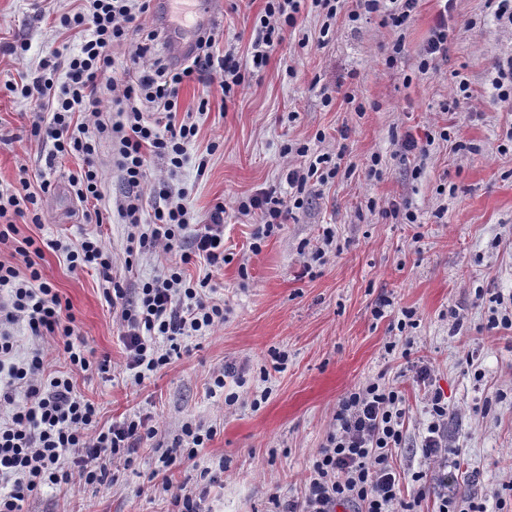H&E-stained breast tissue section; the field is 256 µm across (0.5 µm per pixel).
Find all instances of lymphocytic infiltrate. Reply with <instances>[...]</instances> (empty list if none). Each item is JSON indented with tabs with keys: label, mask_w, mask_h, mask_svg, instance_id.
Instances as JSON below:
<instances>
[{
	"label": "lymphocytic infiltrate",
	"mask_w": 512,
	"mask_h": 512,
	"mask_svg": "<svg viewBox=\"0 0 512 512\" xmlns=\"http://www.w3.org/2000/svg\"><path fill=\"white\" fill-rule=\"evenodd\" d=\"M346 0H266L253 23L251 54L254 68L265 67L290 29L296 28L302 10L314 8L323 17L321 37H328L338 13L349 21L364 15L380 16L383 26L398 31L388 46L387 64H394L406 48L401 31L413 21L419 0H356L346 10ZM455 0H444L430 34L416 51L417 70H438L448 58L452 31L448 16ZM148 0H85L83 7L62 16L60 25L82 34L78 53L61 56L52 51L41 63L43 73L32 82L8 84L42 112L51 113L46 133L53 151L60 156L79 155L83 166L71 185L80 201L101 200L103 182L96 160L101 141L113 142L114 164L127 190L117 212L129 228L127 240L139 251L158 250L178 257L167 277L144 282L136 297L112 275V253L102 235H87L62 252L71 270H94L104 281V298L118 315L125 350V367L135 383L170 364L179 356L181 341L193 332H211L224 323V307L211 295L207 281L193 284L182 275L183 265L204 258L210 266H223L224 206L216 204L210 222L192 237L184 232L190 222L187 206L173 196L171 186L156 185L160 204L152 224L142 225L143 197L139 191L147 176L150 157L165 158L170 169L183 165L186 148L197 134L189 120H177L179 92L184 83L200 79L209 69L220 71L223 98H233L246 87L245 74L232 53L215 59L213 48L221 32H206L194 56L173 65L155 61L144 67L142 60L158 30H145L140 18L148 12ZM125 45L127 61L122 69L112 64V49ZM63 70V82L47 77V70ZM111 95L115 118L104 117L103 95ZM93 116V124L76 122V114ZM341 166L331 155L317 156L307 168L287 174L293 189L292 205H285L274 192L265 191L239 202L237 210L257 218L254 239L268 237L286 223L293 209L304 206L311 182L326 183ZM37 202L27 179L6 196H0V244H12L22 260L15 266L0 262V512H23V505L42 488H65L73 483L94 487L117 481L122 468L132 463L138 447L151 444L158 429L148 418L135 416L99 423L94 402L77 393L72 377L53 375L43 344L53 340L56 349L73 370L100 373L110 369L109 359H96L81 337L68 301L46 277L41 260L43 248L32 237H18L16 219L24 217L26 205ZM23 325L33 342L25 357H18L10 332ZM427 411L431 420L423 440L426 460L447 468L451 450L445 438L448 399L438 389L428 390ZM407 408L401 392L393 386L370 382L347 392L339 401L334 428L326 436L309 467L301 498L284 502L281 512H336L350 504L355 512H415L430 492L427 472H400L394 456L403 444ZM215 429L190 423L182 427L183 446L166 449L159 460L166 470L161 488L167 495V512H201V494L187 484L173 483L168 472L193 465L199 448L213 440ZM411 483L412 497H404L402 486Z\"/></svg>",
	"instance_id": "f902f5d3"
}]
</instances>
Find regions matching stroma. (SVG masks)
<instances>
[{
  "label": "stroma",
  "instance_id": "35a3bbf8",
  "mask_svg": "<svg viewBox=\"0 0 512 512\" xmlns=\"http://www.w3.org/2000/svg\"><path fill=\"white\" fill-rule=\"evenodd\" d=\"M223 39L214 54L232 52L249 69V85L234 100H223L217 75L206 83L183 85L180 113L189 114L198 133L180 169L151 158L148 183L166 180L184 194L195 227L209 223L216 204L224 206V267L202 260L186 265L187 277L208 280L224 304V324L205 336L182 340L181 355L135 383L125 368L116 315L96 271H70L50 242H75L102 233L112 252L114 272L128 290L167 275L174 260L158 252L126 253L127 231L115 202L124 193L109 164L111 142L99 145L105 196L98 207L102 224L86 220L72 193H58L82 159H52V144L31 133L42 122L29 99L7 91L6 83L36 76L49 50L78 52L82 38L60 27L75 0H0V191L28 176L32 187L49 183L38 196L41 223L21 218V235L46 242L42 266L62 298L69 301L81 336L96 357H108L106 375L78 373L75 389L95 401L102 424L141 415L159 427V446L171 447L184 423L216 428L197 457L199 466L225 462L224 475L209 485L204 512H272L271 494L300 497L309 464L333 425L339 400L370 380L403 391L407 413L405 446L397 469H428L421 443L429 422L425 387L408 362L431 370L434 387L448 399V443L459 449L460 469L433 483L422 512H435L441 495L481 500L499 512L496 496L512 479V329H492L488 319L497 299L512 297V105L498 102L485 76L494 62L512 52L484 0H456L449 19L455 39L438 71L418 74L415 51L427 39L439 0H421L406 31L407 53L387 65L385 49L396 37L378 18L350 22L339 16L334 36L316 40L322 19L304 11L299 34L289 35L268 64L253 69L250 34L265 0H223ZM310 38L301 46L300 34ZM25 44L24 61L7 53ZM471 82L472 97L455 112L443 111L457 76ZM355 92L366 105L356 112L344 98ZM332 103H325V96ZM207 107H200V99ZM451 128L453 142L435 140L412 177V156L403 155L405 132L421 136ZM464 142V149L453 146ZM305 144L307 156L286 154V144ZM345 150L355 164L310 187L307 202L282 228L253 249L255 223L239 215L236 202L276 190L289 199V167ZM206 169H199L201 153ZM382 159L381 178L363 173L371 155ZM405 201L419 224L382 219L379 210ZM332 228V246L322 231ZM420 242H413L414 233ZM321 260H312L316 248ZM384 307L383 317L374 310ZM415 313V327L399 328L403 310ZM396 351H389V344ZM409 358H402V349ZM288 356L283 371L271 368L270 350ZM224 370L225 388H215L213 371ZM236 394L234 406L224 404ZM156 453L140 449L117 482L94 488H43L25 512H164L163 494L149 491Z\"/></svg>",
  "mask_w": 512,
  "mask_h": 512
}]
</instances>
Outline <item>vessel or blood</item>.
<instances>
[{"instance_id": "1", "label": "vessel or blood", "mask_w": 512, "mask_h": 512, "mask_svg": "<svg viewBox=\"0 0 512 512\" xmlns=\"http://www.w3.org/2000/svg\"><path fill=\"white\" fill-rule=\"evenodd\" d=\"M224 17L222 0H157L156 19L172 59L191 56L197 41Z\"/></svg>"}]
</instances>
